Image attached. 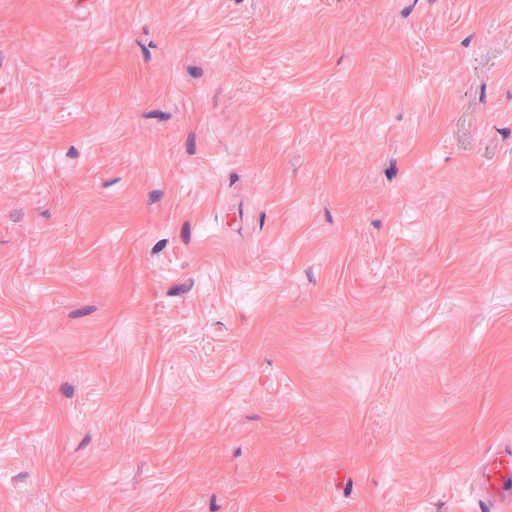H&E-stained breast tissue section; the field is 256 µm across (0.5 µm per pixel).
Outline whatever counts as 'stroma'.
Listing matches in <instances>:
<instances>
[{
	"instance_id": "obj_1",
	"label": "stroma",
	"mask_w": 512,
	"mask_h": 512,
	"mask_svg": "<svg viewBox=\"0 0 512 512\" xmlns=\"http://www.w3.org/2000/svg\"><path fill=\"white\" fill-rule=\"evenodd\" d=\"M512 445V0H0V512H471Z\"/></svg>"
}]
</instances>
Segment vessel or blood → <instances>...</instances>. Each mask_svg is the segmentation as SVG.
Here are the masks:
<instances>
[{
    "label": "vessel or blood",
    "mask_w": 512,
    "mask_h": 512,
    "mask_svg": "<svg viewBox=\"0 0 512 512\" xmlns=\"http://www.w3.org/2000/svg\"><path fill=\"white\" fill-rule=\"evenodd\" d=\"M476 479L482 489L475 512H512V448L486 454Z\"/></svg>",
    "instance_id": "obj_1"
}]
</instances>
